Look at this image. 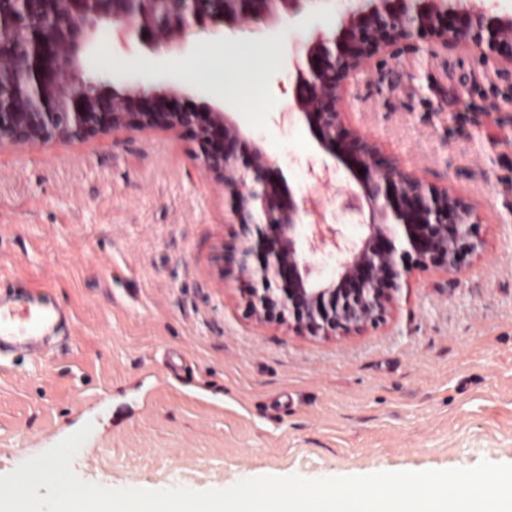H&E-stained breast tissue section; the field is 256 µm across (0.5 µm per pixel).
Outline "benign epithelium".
Listing matches in <instances>:
<instances>
[{
	"mask_svg": "<svg viewBox=\"0 0 512 512\" xmlns=\"http://www.w3.org/2000/svg\"><path fill=\"white\" fill-rule=\"evenodd\" d=\"M303 0H0V148L84 142L160 131L191 142L205 176L224 197L234 231L214 255V274L236 284L246 318L299 336L359 335L386 322L413 272L463 267L485 249L470 199L403 168L346 121L349 79L394 55L413 36L490 62L512 78V15L457 0H371L333 31H318L295 60V108L358 191L344 209L369 207L354 242L297 202L266 152L222 107L202 109L177 87L118 89L85 73L82 55L99 25L120 42L182 45L195 25L251 24L295 15ZM364 173H359V170ZM314 218L313 224L304 218ZM312 252L341 255L315 274Z\"/></svg>",
	"mask_w": 512,
	"mask_h": 512,
	"instance_id": "7a95c632",
	"label": "benign epithelium"
}]
</instances>
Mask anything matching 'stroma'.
I'll return each instance as SVG.
<instances>
[{
	"label": "stroma",
	"mask_w": 512,
	"mask_h": 512,
	"mask_svg": "<svg viewBox=\"0 0 512 512\" xmlns=\"http://www.w3.org/2000/svg\"><path fill=\"white\" fill-rule=\"evenodd\" d=\"M353 0H304L273 24L190 27L169 50L102 36L87 72L220 104L295 198L357 240L356 184L291 115L293 61ZM258 85L228 97L215 83ZM351 126L485 214L482 259L424 273L387 322L314 340L246 319L212 276L224 200L190 143L157 133L0 149V281L46 291L68 318L42 360L0 370V474L79 430L72 461L109 488L224 489L512 463V81L416 38L351 79Z\"/></svg>",
	"instance_id": "1"
}]
</instances>
